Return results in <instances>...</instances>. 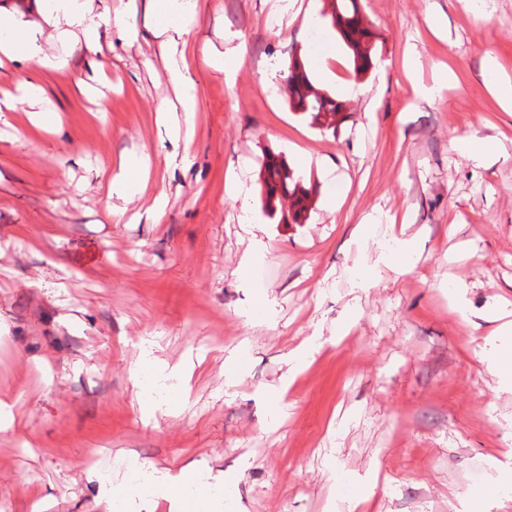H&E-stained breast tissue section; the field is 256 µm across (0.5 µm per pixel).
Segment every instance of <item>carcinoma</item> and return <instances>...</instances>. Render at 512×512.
<instances>
[{
  "mask_svg": "<svg viewBox=\"0 0 512 512\" xmlns=\"http://www.w3.org/2000/svg\"><path fill=\"white\" fill-rule=\"evenodd\" d=\"M331 16L327 22L338 32L350 51L355 75L367 72L373 66L372 47L365 37L371 31L364 26L358 0H331ZM288 84L285 95L290 107L311 119V123L325 130H336L343 117L344 104L318 89L311 79L301 56L289 59ZM261 200L263 211L281 224H300L307 212L309 192L295 179L294 172L282 155L271 150L263 159Z\"/></svg>",
  "mask_w": 512,
  "mask_h": 512,
  "instance_id": "1",
  "label": "carcinoma"
}]
</instances>
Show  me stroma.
<instances>
[{
    "mask_svg": "<svg viewBox=\"0 0 512 512\" xmlns=\"http://www.w3.org/2000/svg\"><path fill=\"white\" fill-rule=\"evenodd\" d=\"M273 4L196 0L167 57L139 12L134 37L102 31L99 53L77 45L64 68L0 64V92L32 80L56 117L0 116V512H109L84 460L122 472L131 450L223 475L234 512H512L497 492L512 391L481 356L512 321L481 318L512 302V114L484 62L512 76V0L468 15L458 0H359L376 46L360 76L324 0ZM411 50L424 83L449 73L433 100L405 77ZM297 52L345 104L336 133L263 82ZM180 57L197 98L173 145L156 117L181 109ZM460 135L504 155L474 161ZM269 149L311 190L305 223L262 210ZM141 153L143 194L110 196ZM387 212L405 218L413 272L379 262L389 225L360 221ZM248 222L264 252L247 265ZM146 357L177 375L180 402H139Z\"/></svg>",
    "mask_w": 512,
    "mask_h": 512,
    "instance_id": "stroma-1",
    "label": "stroma"
}]
</instances>
